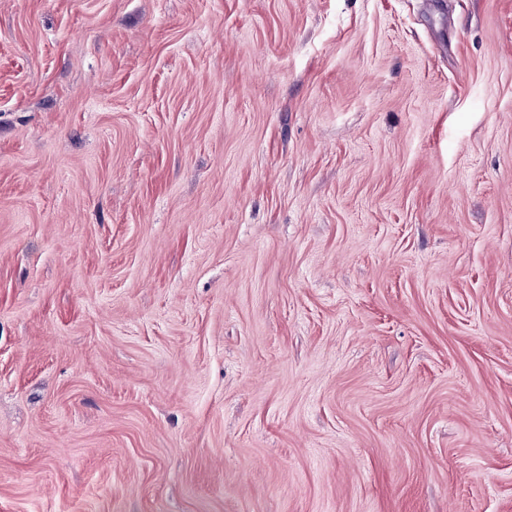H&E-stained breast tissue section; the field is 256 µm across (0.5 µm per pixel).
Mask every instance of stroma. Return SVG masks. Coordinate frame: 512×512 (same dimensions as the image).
<instances>
[{
    "instance_id": "1",
    "label": "stroma",
    "mask_w": 512,
    "mask_h": 512,
    "mask_svg": "<svg viewBox=\"0 0 512 512\" xmlns=\"http://www.w3.org/2000/svg\"><path fill=\"white\" fill-rule=\"evenodd\" d=\"M0 512H512V0H0Z\"/></svg>"
}]
</instances>
